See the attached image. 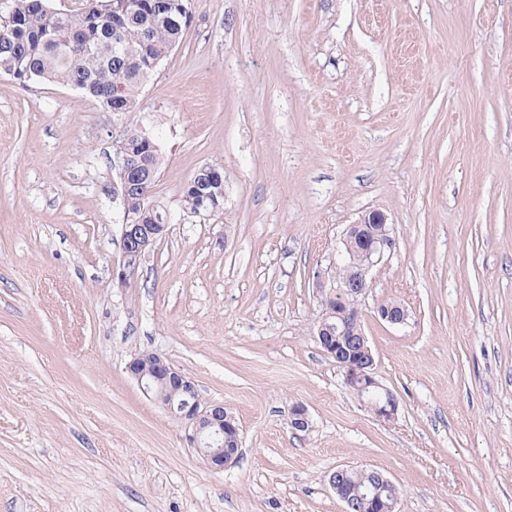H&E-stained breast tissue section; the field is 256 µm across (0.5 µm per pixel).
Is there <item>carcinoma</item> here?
Returning <instances> with one entry per match:
<instances>
[{
	"instance_id": "obj_1",
	"label": "carcinoma",
	"mask_w": 512,
	"mask_h": 512,
	"mask_svg": "<svg viewBox=\"0 0 512 512\" xmlns=\"http://www.w3.org/2000/svg\"><path fill=\"white\" fill-rule=\"evenodd\" d=\"M120 0H86L76 11H53L47 0H14L0 15V74L21 81H49L72 87L112 111L115 97L137 110L141 89L182 40L186 25L176 12L159 10L155 0H137L121 13ZM127 144L147 150V133L126 126ZM150 175L123 200L133 224L152 223L159 157L146 156Z\"/></svg>"
}]
</instances>
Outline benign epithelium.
<instances>
[{
	"mask_svg": "<svg viewBox=\"0 0 512 512\" xmlns=\"http://www.w3.org/2000/svg\"><path fill=\"white\" fill-rule=\"evenodd\" d=\"M115 141L113 169L116 180L112 194L125 198L139 186L140 163L126 148L123 128L112 133ZM172 220L169 211L155 214L153 224H121L120 260L113 264L112 278L119 287H125L136 275L137 267L147 250L163 236ZM393 245L392 227L386 217L371 212L350 225L336 250L333 268L348 263V274L340 279L332 271L317 272L315 288L321 294L322 316L317 328V342L321 350L343 370L346 384L360 400L384 421L394 420L399 404L392 392L375 377V358L361 326L359 301L368 287L371 268ZM379 320L401 326L408 319V309L400 302H383L377 309ZM350 340L345 341L343 337ZM126 371L173 417L186 421L192 428L190 440L207 465L216 471L235 463L238 449L224 447V435L239 436L234 418L224 410L222 403L200 401L196 385L179 372L167 359L154 353L133 357ZM355 467L343 464L329 474L328 483L344 504V512H394L400 501L395 484L379 471L368 491L355 498L347 489L345 476ZM391 491L384 501L382 491Z\"/></svg>",
	"mask_w": 512,
	"mask_h": 512,
	"instance_id": "1",
	"label": "benign epithelium"
}]
</instances>
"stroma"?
<instances>
[{"mask_svg": "<svg viewBox=\"0 0 512 512\" xmlns=\"http://www.w3.org/2000/svg\"><path fill=\"white\" fill-rule=\"evenodd\" d=\"M190 10L138 111L0 74V512H343L342 464L391 478L399 512H512V0ZM118 124L159 144L173 216L123 288ZM205 164L224 211L193 216ZM372 211L395 244L359 308L390 423L316 342L312 275ZM143 352L234 416V464L128 376ZM376 314L379 320L391 325H404L408 319V310L400 302H383L377 309Z\"/></svg>", "mask_w": 512, "mask_h": 512, "instance_id": "stroma-1", "label": "stroma"}]
</instances>
